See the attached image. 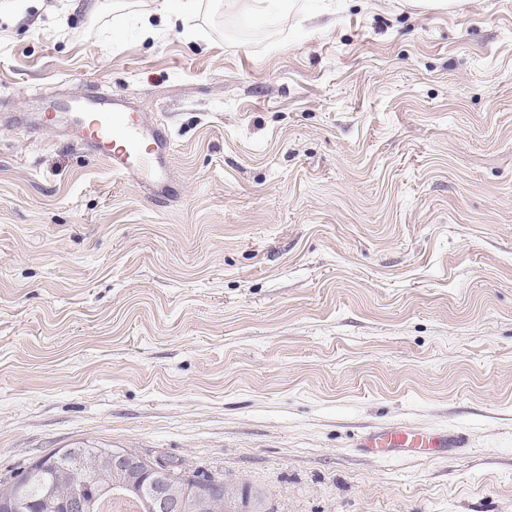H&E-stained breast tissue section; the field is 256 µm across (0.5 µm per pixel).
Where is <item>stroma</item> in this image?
Instances as JSON below:
<instances>
[{
  "instance_id": "obj_1",
  "label": "stroma",
  "mask_w": 512,
  "mask_h": 512,
  "mask_svg": "<svg viewBox=\"0 0 512 512\" xmlns=\"http://www.w3.org/2000/svg\"><path fill=\"white\" fill-rule=\"evenodd\" d=\"M95 90L168 126L167 193L71 140ZM400 423L466 445L360 449ZM82 441L261 512H512V0L0 11V478ZM178 9H171L168 4H166L163 9L158 11L146 10L139 14V23L142 36L144 38L151 37L156 28L151 24V16L154 13H159L161 15V19L164 25L172 27L178 21L185 22V20L192 15H195L199 12L201 8V0H180ZM250 6L258 14H264L281 22L288 20L292 14L303 11L304 0H250Z\"/></svg>"
}]
</instances>
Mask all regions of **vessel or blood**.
Listing matches in <instances>:
<instances>
[{
	"label": "vessel or blood",
	"instance_id": "obj_1",
	"mask_svg": "<svg viewBox=\"0 0 512 512\" xmlns=\"http://www.w3.org/2000/svg\"><path fill=\"white\" fill-rule=\"evenodd\" d=\"M60 110L73 113L77 143L103 157L116 175H136L148 192L162 189L169 179V133L151 124L146 113L129 111L115 97L96 94L79 103L63 102ZM461 435H425L407 425L383 427L364 434L362 450L389 459L416 457L424 448H460Z\"/></svg>",
	"mask_w": 512,
	"mask_h": 512
}]
</instances>
